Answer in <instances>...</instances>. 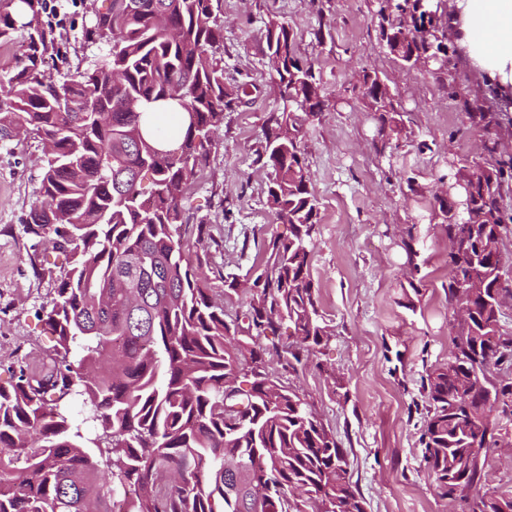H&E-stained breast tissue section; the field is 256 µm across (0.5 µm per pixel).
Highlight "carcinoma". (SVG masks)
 Here are the masks:
<instances>
[{
    "instance_id": "cac0c4a2",
    "label": "carcinoma",
    "mask_w": 512,
    "mask_h": 512,
    "mask_svg": "<svg viewBox=\"0 0 512 512\" xmlns=\"http://www.w3.org/2000/svg\"><path fill=\"white\" fill-rule=\"evenodd\" d=\"M44 0H0V44L23 39L24 52L0 77V142L16 129L50 146L24 231L66 256L48 272L50 300L41 306L55 345L39 369L19 370L0 387V512H366L344 449L312 406L270 371L236 382L247 360L275 359L288 373L326 336L310 274L318 199L306 177L305 124L324 111L320 82L303 59L288 23L266 26L270 74L278 108L267 119L258 161L270 170L266 204L288 225L286 237L254 239L259 273L251 286L211 268L216 224H188L183 201L206 167L210 134L224 113L248 95L224 86V26L213 0H109L92 11L82 36L107 54L54 81L46 66L63 59L52 27L40 22ZM381 37L404 63L435 66L444 45L419 35L439 30L440 3L428 16L421 0H386ZM360 89L379 120L398 123L377 75L363 72ZM177 99L194 120L140 132L155 105ZM486 131L499 112L464 103ZM172 142L170 153L154 149ZM507 163L463 164L471 192L465 222L444 224L463 243L448 252V304L459 286L471 304L456 326L454 351L423 382L428 403L422 442L430 476L444 498L468 501L482 480V455L503 430L480 405L501 393L512 415V382L496 370L512 366V338L500 332L497 296L512 295L504 278L503 186ZM224 282V298L211 278ZM245 295L230 316L224 299ZM288 321L296 340L263 343ZM82 397L80 421L65 403Z\"/></svg>"
}]
</instances>
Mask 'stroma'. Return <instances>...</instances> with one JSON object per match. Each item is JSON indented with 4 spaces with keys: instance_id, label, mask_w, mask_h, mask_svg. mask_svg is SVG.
I'll return each instance as SVG.
<instances>
[{
    "instance_id": "35a3bbf8",
    "label": "stroma",
    "mask_w": 512,
    "mask_h": 512,
    "mask_svg": "<svg viewBox=\"0 0 512 512\" xmlns=\"http://www.w3.org/2000/svg\"><path fill=\"white\" fill-rule=\"evenodd\" d=\"M107 0H70L54 25L66 58L49 67L56 81L106 52L88 44L82 25ZM381 0H220L225 85L248 83L243 104L214 132L204 172L185 194L189 223L222 228L210 263L240 282L256 275L253 236L284 235L266 204L268 174L257 163L267 118L277 106L270 83L265 27L287 21L300 55L311 61L329 109L306 126L303 149L319 201L310 273L328 325V341L296 374L281 373L331 428L347 452L349 474L367 512H462L442 498L421 442L428 403L422 379L452 355L454 314L448 304V237L435 219L439 179L453 160L485 162V140L512 151V112L500 127L474 126L463 100L491 108L456 47L448 67H408L380 39ZM377 73L400 112L399 128L381 126L356 88L362 71ZM42 144L21 136L0 149V386L20 365L36 363L54 338L39 316L48 293L44 270L63 257L23 230L42 178ZM486 479L470 501L512 493V420L489 449Z\"/></svg>"
}]
</instances>
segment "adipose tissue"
I'll use <instances>...</instances> for the list:
<instances>
[{
	"label": "adipose tissue",
	"instance_id": "obj_1",
	"mask_svg": "<svg viewBox=\"0 0 512 512\" xmlns=\"http://www.w3.org/2000/svg\"><path fill=\"white\" fill-rule=\"evenodd\" d=\"M446 35L489 87L512 97V0H454Z\"/></svg>",
	"mask_w": 512,
	"mask_h": 512
}]
</instances>
